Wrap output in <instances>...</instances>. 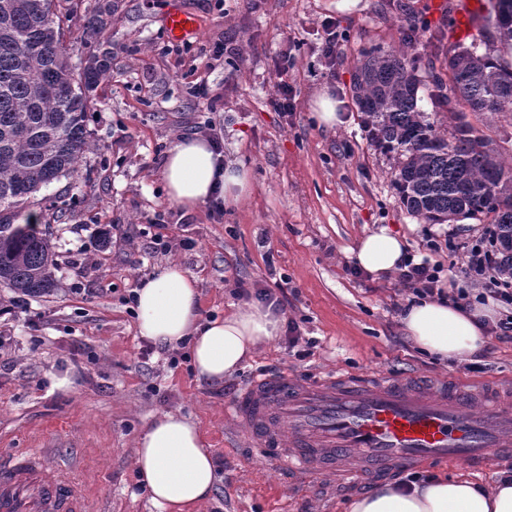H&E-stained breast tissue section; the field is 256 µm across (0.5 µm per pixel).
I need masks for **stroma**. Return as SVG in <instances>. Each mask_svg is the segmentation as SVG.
Listing matches in <instances>:
<instances>
[{
    "label": "stroma",
    "mask_w": 512,
    "mask_h": 512,
    "mask_svg": "<svg viewBox=\"0 0 512 512\" xmlns=\"http://www.w3.org/2000/svg\"><path fill=\"white\" fill-rule=\"evenodd\" d=\"M112 14L98 38L84 37L85 17L104 2ZM171 0H79L66 39L73 57L112 53L87 114L95 151L80 176L36 193L31 212L57 253L53 294L24 297L0 316V453L48 440L65 477L81 479L110 512H158L133 465L135 443L158 415L181 412L195 422L221 467L200 512H347L351 495L296 490L271 463L256 461L246 432L226 411L237 389L259 371L286 372L306 383L330 373L409 372L495 385L512 383V341L489 339L478 357L442 363L404 335L408 296L397 277L353 276V253L366 234L387 230L410 254L440 263L446 276L462 265L460 243L479 239L486 221L429 224L411 215L392 185L393 155L370 140L351 94L354 67L374 45L399 49L411 28L421 41L451 45L447 13L436 0H180L200 24L190 41L172 40L162 19ZM335 19V70L321 56L317 32ZM238 55L210 60L214 43ZM297 108L270 103L274 62ZM207 84V110L190 92ZM336 100L342 119L318 124L315 101ZM468 121L502 158L512 157V112L468 113ZM214 122L224 160L244 167L243 203L213 216L170 201L160 174L178 140ZM170 251H157L155 239ZM438 251H429L428 240ZM169 261L199 279L202 317L248 305L239 287L285 281L288 302L272 307L277 336L218 385L198 382L187 350L151 347L138 335L127 298ZM305 343L297 357L289 321ZM178 365H171V358Z\"/></svg>",
    "instance_id": "35a3bbf8"
}]
</instances>
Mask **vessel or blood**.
Returning a JSON list of instances; mask_svg holds the SVG:
<instances>
[{
    "mask_svg": "<svg viewBox=\"0 0 512 512\" xmlns=\"http://www.w3.org/2000/svg\"><path fill=\"white\" fill-rule=\"evenodd\" d=\"M482 0L452 5L456 37L472 34ZM183 41L199 26L179 5L164 16ZM253 440L257 459L281 465L305 484L323 471L350 486L416 466L485 470L512 459V397L496 388L463 390L443 379L418 387L408 375L309 383L288 373L255 374L230 402ZM0 512H92L84 484L61 477L47 449L0 455Z\"/></svg>",
    "mask_w": 512,
    "mask_h": 512,
    "instance_id": "1",
    "label": "vessel or blood"
}]
</instances>
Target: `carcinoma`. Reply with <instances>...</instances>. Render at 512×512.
<instances>
[{
  "label": "carcinoma",
  "instance_id": "1",
  "mask_svg": "<svg viewBox=\"0 0 512 512\" xmlns=\"http://www.w3.org/2000/svg\"><path fill=\"white\" fill-rule=\"evenodd\" d=\"M74 0H0V287L42 296L60 288L50 241L18 219L41 188L80 173L96 150L86 127L93 93L111 66L108 52L70 63L64 23ZM87 18L98 36L102 14ZM494 42L448 50V78L430 58L417 75L411 54L375 45L361 54L352 99L372 141L396 157L393 184L401 203L429 224L484 217L496 225L499 252L512 273V163L465 119L464 109L512 112V0H490L482 30ZM448 109L442 128L422 109L420 92Z\"/></svg>",
  "mask_w": 512,
  "mask_h": 512
}]
</instances>
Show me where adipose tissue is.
Returning a JSON list of instances; mask_svg holds the SVG:
<instances>
[{"mask_svg": "<svg viewBox=\"0 0 512 512\" xmlns=\"http://www.w3.org/2000/svg\"><path fill=\"white\" fill-rule=\"evenodd\" d=\"M162 179L169 199L192 210L215 199L238 206L248 173L226 164L207 140L195 137L180 140L170 150ZM404 254L403 239L382 230L361 239L354 260L381 278L397 271ZM198 288L197 277L176 263L143 279L136 290L137 331L166 349L187 347L197 378L220 382L275 338L278 321L259 305L203 319ZM496 317L490 305L469 310L422 300L403 311L401 323L417 349L444 361H462L486 345V325ZM135 467L161 512H198L216 483L212 451L202 432L178 413L156 417L141 433ZM348 512H512V476L490 488L445 477L388 485L356 498Z\"/></svg>", "mask_w": 512, "mask_h": 512, "instance_id": "ef3b65f1", "label": "adipose tissue"}]
</instances>
